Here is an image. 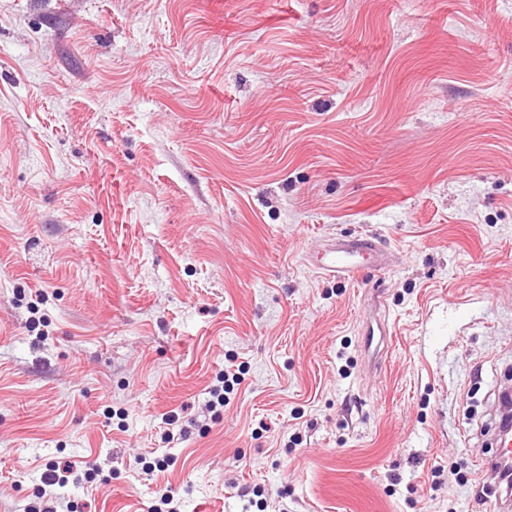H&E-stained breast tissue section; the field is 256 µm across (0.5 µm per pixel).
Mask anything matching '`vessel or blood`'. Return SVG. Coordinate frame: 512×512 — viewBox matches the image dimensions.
Wrapping results in <instances>:
<instances>
[{
    "mask_svg": "<svg viewBox=\"0 0 512 512\" xmlns=\"http://www.w3.org/2000/svg\"><path fill=\"white\" fill-rule=\"evenodd\" d=\"M389 258V251L377 237L356 235L331 239L324 248L307 256L306 262L320 275L359 278L371 268L385 267Z\"/></svg>",
    "mask_w": 512,
    "mask_h": 512,
    "instance_id": "obj_1",
    "label": "vessel or blood"
}]
</instances>
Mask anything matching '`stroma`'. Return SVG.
<instances>
[{"label": "stroma", "instance_id": "35a3bbf8", "mask_svg": "<svg viewBox=\"0 0 512 512\" xmlns=\"http://www.w3.org/2000/svg\"><path fill=\"white\" fill-rule=\"evenodd\" d=\"M511 382L512 0H0V512H479ZM390 255L377 237L356 235L333 238L305 260L317 274L349 279L362 277L373 267L384 268ZM48 473L42 475V487L39 488L38 494L40 499L52 503L51 507L37 508L32 506L30 512H69V501L61 495L59 490L69 484L70 478L72 481L78 479L77 471L78 465L71 461H66L62 464H55L48 469Z\"/></svg>", "mask_w": 512, "mask_h": 512}]
</instances>
